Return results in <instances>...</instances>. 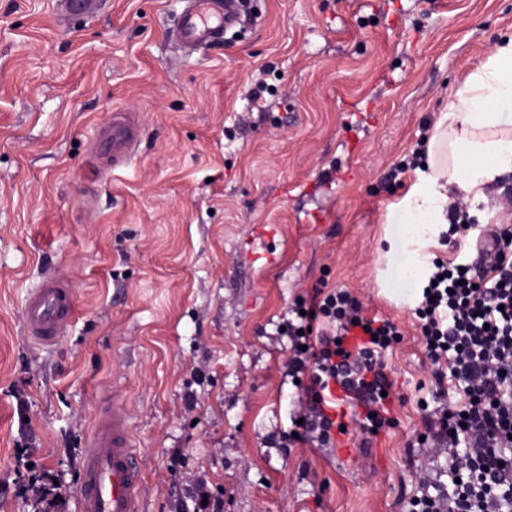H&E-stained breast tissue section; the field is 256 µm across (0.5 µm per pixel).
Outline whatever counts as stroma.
<instances>
[{
  "label": "stroma",
  "instance_id": "1",
  "mask_svg": "<svg viewBox=\"0 0 512 512\" xmlns=\"http://www.w3.org/2000/svg\"><path fill=\"white\" fill-rule=\"evenodd\" d=\"M249 2L189 54L167 39L184 0H0V512H29L28 451L79 512L116 397L145 512H193L200 485L223 512H403L415 488L432 366L397 204L451 95L512 37V0ZM116 112L128 164L99 142ZM484 193L471 220L512 225V172ZM52 274L75 312L40 344L25 303ZM322 285L398 324L397 424L368 448H271L299 395L275 324Z\"/></svg>",
  "mask_w": 512,
  "mask_h": 512
}]
</instances>
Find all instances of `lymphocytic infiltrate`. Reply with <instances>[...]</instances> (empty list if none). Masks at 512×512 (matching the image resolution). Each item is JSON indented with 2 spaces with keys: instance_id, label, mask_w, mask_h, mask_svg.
<instances>
[{
  "instance_id": "obj_1",
  "label": "lymphocytic infiltrate",
  "mask_w": 512,
  "mask_h": 512,
  "mask_svg": "<svg viewBox=\"0 0 512 512\" xmlns=\"http://www.w3.org/2000/svg\"><path fill=\"white\" fill-rule=\"evenodd\" d=\"M490 235L483 275L433 259L416 308L435 387L422 408L424 442L446 451L450 482L436 491L431 477H420L407 512H512V239L500 227ZM320 318L328 329L314 330ZM281 325L285 374L302 395L291 430L272 447L332 448L344 432L368 448L395 425L381 357L401 336L396 323L367 316L348 290L318 288L289 307ZM448 379L463 403L445 401ZM338 389L351 419L334 412Z\"/></svg>"
}]
</instances>
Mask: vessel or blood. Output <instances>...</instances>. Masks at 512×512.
Listing matches in <instances>:
<instances>
[{"instance_id": "obj_1", "label": "vessel or blood", "mask_w": 512, "mask_h": 512, "mask_svg": "<svg viewBox=\"0 0 512 512\" xmlns=\"http://www.w3.org/2000/svg\"><path fill=\"white\" fill-rule=\"evenodd\" d=\"M168 36L183 50L198 52L221 39L238 22L237 0H186ZM112 152L131 158L135 139L125 121L103 128ZM74 316V296L66 278L45 279L28 297L25 332L41 343L57 340ZM134 441L125 402L113 399L91 435L83 471L80 512H141L142 474L134 460Z\"/></svg>"}]
</instances>
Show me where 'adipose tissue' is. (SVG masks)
Returning <instances> with one entry per match:
<instances>
[{
	"label": "adipose tissue",
	"mask_w": 512,
	"mask_h": 512,
	"mask_svg": "<svg viewBox=\"0 0 512 512\" xmlns=\"http://www.w3.org/2000/svg\"><path fill=\"white\" fill-rule=\"evenodd\" d=\"M512 37L496 45L472 71L440 113L427 150L425 171L400 201L409 240L423 250L447 223L453 198L480 201L484 187L512 171Z\"/></svg>",
	"instance_id": "1"
}]
</instances>
